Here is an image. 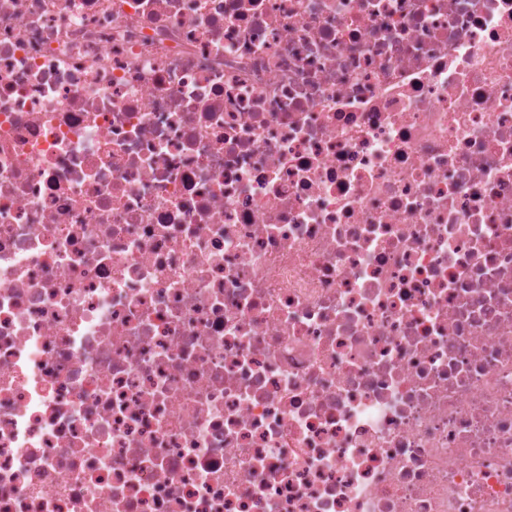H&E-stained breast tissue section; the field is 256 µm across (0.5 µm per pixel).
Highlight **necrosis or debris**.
Segmentation results:
<instances>
[{
    "instance_id": "4bbe7bcc",
    "label": "necrosis or debris",
    "mask_w": 512,
    "mask_h": 512,
    "mask_svg": "<svg viewBox=\"0 0 512 512\" xmlns=\"http://www.w3.org/2000/svg\"><path fill=\"white\" fill-rule=\"evenodd\" d=\"M0 512H512V0H0Z\"/></svg>"
}]
</instances>
